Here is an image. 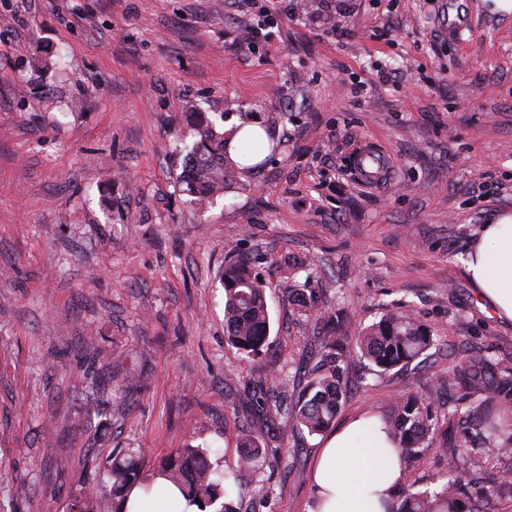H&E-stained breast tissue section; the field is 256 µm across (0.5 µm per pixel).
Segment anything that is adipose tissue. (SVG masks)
Segmentation results:
<instances>
[{
    "instance_id": "obj_1",
    "label": "adipose tissue",
    "mask_w": 512,
    "mask_h": 512,
    "mask_svg": "<svg viewBox=\"0 0 512 512\" xmlns=\"http://www.w3.org/2000/svg\"><path fill=\"white\" fill-rule=\"evenodd\" d=\"M227 147L231 160L247 166L267 154L268 141L262 129L248 125L228 137ZM465 266L493 314L512 321V215L483 226ZM389 446L376 417L359 415L339 427L317 456L310 512H385L402 477L396 457L385 453ZM165 499L179 501V512H200L198 504L183 500L179 489L160 475L134 486L122 512H158Z\"/></svg>"
}]
</instances>
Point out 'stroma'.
<instances>
[{
    "label": "stroma",
    "mask_w": 512,
    "mask_h": 512,
    "mask_svg": "<svg viewBox=\"0 0 512 512\" xmlns=\"http://www.w3.org/2000/svg\"><path fill=\"white\" fill-rule=\"evenodd\" d=\"M437 2L0 0V495L15 512L107 495L118 450L145 479L189 445L232 467L245 431L268 455L240 512H308L326 435L248 399L273 369L298 391L319 334L263 268L270 347L248 365L224 325L232 248L317 264L345 332L397 303L434 329L418 368L353 364L336 421L428 397L438 430L404 482L442 473L465 410L449 374L485 352L512 366V324L464 265L512 214V14L464 0L451 41ZM192 107L228 132L251 116L278 145L202 210L177 183ZM367 144L389 164L374 185L351 165Z\"/></svg>",
    "instance_id": "obj_1"
}]
</instances>
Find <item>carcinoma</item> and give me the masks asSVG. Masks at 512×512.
Returning a JSON list of instances; mask_svg holds the SVG:
<instances>
[{"mask_svg":"<svg viewBox=\"0 0 512 512\" xmlns=\"http://www.w3.org/2000/svg\"><path fill=\"white\" fill-rule=\"evenodd\" d=\"M189 119L196 140L185 154L178 183L196 207L205 209L224 195L230 161L224 133L199 112L191 113ZM256 264L257 258L231 251L222 274L228 341L248 360L266 352L269 343L266 281L256 272ZM315 277L317 269L307 268L304 282L296 283L289 295L304 315L320 320L319 296L311 287ZM433 345V330L407 309L389 311L351 336H328L288 416L297 428L316 435L332 424L348 397L346 375L354 360L368 361L380 374L396 368L404 370ZM448 385H458L477 395L464 421L459 447L452 452L434 488L408 494L387 512H485L479 505L484 492L471 498L464 496L463 490L472 483L471 467L482 459L512 455V419L496 418L499 408L512 407V367L500 368L486 357H474L448 378ZM382 423L393 437L402 466L427 446L436 428L430 404L413 394L399 397ZM241 448L236 466L224 472L221 481L216 479L213 452L200 446L179 449L177 459L164 465L162 474L178 485L188 500L217 503L215 512H237L233 499L241 500L248 494L253 474L264 463L262 451L250 435H243ZM104 472L112 495L123 498L138 483L139 463L133 454H114ZM71 512H105V502L88 496L75 501Z\"/></svg>","mask_w":512,"mask_h":512,"instance_id":"1","label":"carcinoma"}]
</instances>
